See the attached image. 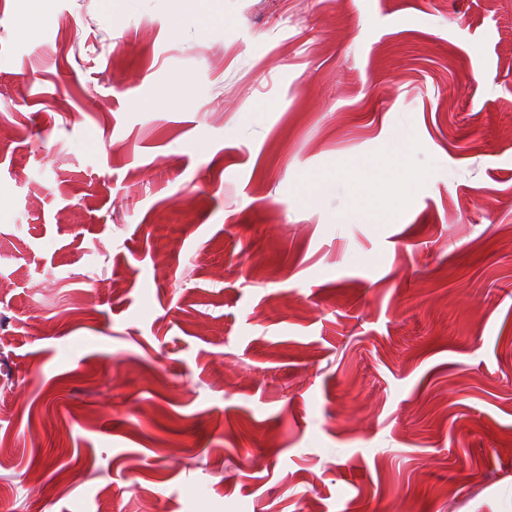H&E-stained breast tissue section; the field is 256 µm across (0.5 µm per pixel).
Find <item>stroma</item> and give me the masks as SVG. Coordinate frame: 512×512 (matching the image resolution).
I'll return each mask as SVG.
<instances>
[{
  "instance_id": "1",
  "label": "stroma",
  "mask_w": 512,
  "mask_h": 512,
  "mask_svg": "<svg viewBox=\"0 0 512 512\" xmlns=\"http://www.w3.org/2000/svg\"><path fill=\"white\" fill-rule=\"evenodd\" d=\"M42 6L0 0V512H512V0ZM184 5L183 13L172 18V30L180 31L184 20L192 21L200 28L223 22V14L213 7V0H181ZM413 142L409 133V121L405 120L397 126L388 140V149L396 157L404 159L412 150Z\"/></svg>"
}]
</instances>
